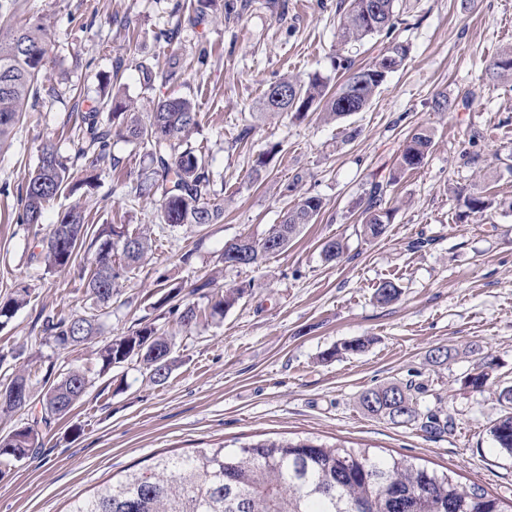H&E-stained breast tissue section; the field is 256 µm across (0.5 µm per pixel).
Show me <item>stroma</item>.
<instances>
[{"mask_svg": "<svg viewBox=\"0 0 512 512\" xmlns=\"http://www.w3.org/2000/svg\"><path fill=\"white\" fill-rule=\"evenodd\" d=\"M183 2L7 0L0 9V25L30 21L51 36L37 95L0 149V299L30 292L0 328V377L24 369L36 395L51 373L78 368L88 380L73 410L41 428L37 457L0 467V512H68L74 498L162 455L304 438L412 457L511 499L512 458L489 429L504 413L500 391L512 386V78L490 82L484 69L512 45V0H399L392 35L346 46L338 0H208L207 20L196 27L180 25ZM169 30L177 33L170 44ZM393 38L408 43L409 56L364 111L336 121L317 111L302 120L254 118L270 82L318 75L339 84L335 56L365 65ZM203 48L209 57L201 64ZM174 51L189 68L173 91L196 105L200 128L191 142L222 184L224 220L160 231L154 201L128 196L147 159L113 141L118 169L95 170L84 184L87 162L68 130L79 122V95L91 100L116 87L149 107L164 89L141 85L137 67L164 64ZM441 94L452 104L445 112L433 109ZM421 124L433 130L435 147L420 168L397 174L403 144ZM246 125L250 138L237 142ZM47 146L81 186L52 201L44 223H17L25 183ZM465 150L477 163L463 164ZM264 152V179L252 181ZM293 182L298 191L285 193ZM376 184L386 188L390 219L371 241L360 213ZM474 188L495 208L469 213L464 197ZM303 193L319 196L323 208L286 251L257 267L224 266L225 242L263 237ZM76 203L92 224L153 228L152 250L101 316L98 340L146 325L172 336L177 362L165 384H153L139 363L105 371L95 348L62 350L43 339L45 316L87 304L76 271H48L40 255L49 222ZM331 238L344 246L337 262L321 251ZM202 277L247 291L223 317L187 329L158 300L176 286L178 302L191 301ZM386 280L400 296L381 304L375 291ZM361 336L370 340L363 352L325 359ZM440 349L452 356L433 363ZM482 370L489 381L473 389L469 379ZM392 383L415 386L419 422L395 425L361 408L364 391ZM432 413L447 417V432L425 429Z\"/></svg>", "mask_w": 512, "mask_h": 512, "instance_id": "obj_1", "label": "stroma"}]
</instances>
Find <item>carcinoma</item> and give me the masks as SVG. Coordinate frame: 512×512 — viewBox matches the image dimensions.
I'll list each match as a JSON object with an SVG mask.
<instances>
[{
    "instance_id": "carcinoma-1",
    "label": "carcinoma",
    "mask_w": 512,
    "mask_h": 512,
    "mask_svg": "<svg viewBox=\"0 0 512 512\" xmlns=\"http://www.w3.org/2000/svg\"><path fill=\"white\" fill-rule=\"evenodd\" d=\"M344 16L339 37L349 43L395 27L398 0H341ZM51 38L47 30L32 23L26 27L0 30V146L5 145L19 123L34 84L38 82L49 54ZM408 44L396 39L371 63L357 66L348 59L339 66L348 72L336 90L315 75L306 82L283 77L268 85L260 102L261 113H291L297 119L321 108L330 118L363 111L389 74L390 58L403 65ZM139 80L148 88L180 82L185 75L181 56L173 52L163 67L138 65ZM490 79L512 77V48L500 50L485 70ZM286 97H275L276 90ZM112 112L110 122L101 120L102 111ZM85 144L79 153L91 155L89 168L108 164L117 168L120 160L111 154L116 138L146 156L150 172L133 188V198L159 196L158 224H217L224 218V200L213 189V175L201 151L192 146L191 136L199 126L193 101L183 96H162L147 112L119 93L103 95L88 105L75 102ZM434 148L433 131L419 126L407 138L398 159V170L420 167ZM69 170L56 152L46 146L29 176L17 221L40 224L45 205L64 192H73ZM385 190L372 187L362 212L364 235L376 240L386 228L389 213L382 208ZM467 208L483 212L491 202L478 191L465 197ZM322 201L305 195L285 211L280 223L255 240L242 238L238 252L243 266L254 267L270 254L288 248L301 226L316 221ZM82 210L71 207L61 214L42 239L41 255L48 270L60 272L76 266L83 247L95 249L90 267L79 268L85 293L91 303L81 313L46 317V341L66 349L93 341L100 331L101 310L112 306V297L121 292L126 274L137 267L152 250L150 228L131 230L125 224H104L93 238ZM212 280L201 279L193 293L207 299V308L188 302L175 306L179 323L191 328L203 318L224 316L246 293L231 288L211 293ZM29 292L22 288L0 301V326L28 303ZM399 296L397 285L388 280L376 289L377 301L388 304ZM369 339L342 342L323 355L328 360L339 354L363 351ZM172 340L145 325L136 331L114 336L98 349L102 368L138 362L154 383H166L175 363ZM87 380L78 370L61 373L52 380L42 397L41 420H33L0 436V465H9L36 453L39 423L48 424L70 412L85 394ZM499 397L508 412L496 420L490 435L501 452L512 456V387ZM360 406L368 414L394 424L418 420L417 399L410 384H390L362 393ZM68 512H507L498 497L478 485H462L448 474L430 471L415 459H390L369 454L363 448L328 447L311 439L265 440L239 448H199L192 454L161 457L145 472H130L104 485L96 494L75 499Z\"/></svg>"
}]
</instances>
